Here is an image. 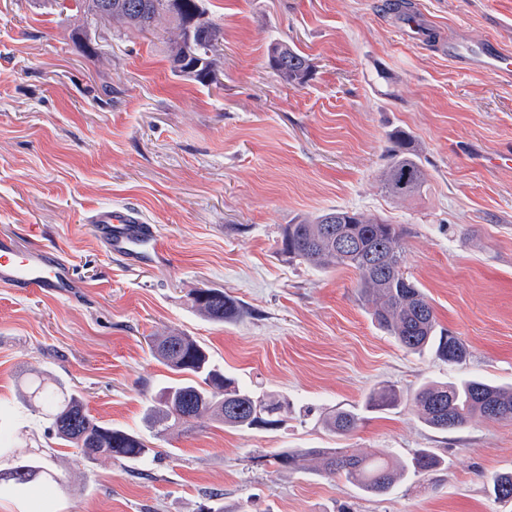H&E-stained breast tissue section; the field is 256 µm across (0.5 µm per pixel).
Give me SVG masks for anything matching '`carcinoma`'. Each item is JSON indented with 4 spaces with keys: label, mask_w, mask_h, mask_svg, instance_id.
<instances>
[{
    "label": "carcinoma",
    "mask_w": 512,
    "mask_h": 512,
    "mask_svg": "<svg viewBox=\"0 0 512 512\" xmlns=\"http://www.w3.org/2000/svg\"><path fill=\"white\" fill-rule=\"evenodd\" d=\"M103 2L79 0L78 8L95 21L106 19L139 32L162 20L174 23L176 34L169 41L172 72L200 84L208 83L224 34L208 16L203 0H181V7L175 10L171 9L170 0H112V10L106 17L101 14ZM194 19L211 32L206 39L196 38L190 43L186 29ZM268 59L272 70L287 85L305 83L312 71L310 58L286 42L270 44ZM388 142L380 175L383 190L395 198L419 193L427 173L410 136L396 130L388 134ZM281 243L282 252L291 261L322 270L342 267L357 272V290L369 305L372 319L402 348L415 353L433 349L445 362L457 366L467 363L470 353L465 344L438 329L427 296L403 270L402 225L380 216L330 209L286 225ZM193 301L215 322L230 319L239 311L237 302L219 290H199ZM152 351L169 370L187 375L185 381L164 388L148 409L150 423L161 433L175 429L188 432L194 419L205 412L227 426L250 430L276 426L292 411L288 399L269 397L225 377L211 364L207 351L190 336H162L152 341ZM31 397L41 407L55 436L80 448L89 459L100 456L114 461L143 460L153 452L143 437L93 421L82 396L74 390L50 386L41 380L32 387ZM412 401L421 421L444 432L465 427L475 416L496 423L512 422V389L483 380L451 384L428 380L420 385ZM399 402L395 388L382 386L370 392L368 407L387 410ZM321 421L330 433L348 436L359 428L362 417L338 407L322 414ZM3 457L8 459L9 467L0 469V482L23 486L41 478L58 480L28 450L1 447L0 459ZM310 457L322 460L326 475L342 477L363 492L377 496L388 494L408 475L428 472L441 464V459L427 448L416 450L403 464H396L383 454L359 455L347 448L284 449L274 455V463L296 469ZM489 483L497 501H512V472L495 473Z\"/></svg>",
    "instance_id": "1"
}]
</instances>
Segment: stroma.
<instances>
[{"label": "stroma", "instance_id": "35a3bbf8", "mask_svg": "<svg viewBox=\"0 0 512 512\" xmlns=\"http://www.w3.org/2000/svg\"><path fill=\"white\" fill-rule=\"evenodd\" d=\"M205 0L224 31L218 83L174 76L169 24L151 32L85 23L60 0H0V231L59 250L79 289L69 298L0 287V441L52 450L57 481L0 487V512H512L488 487L512 471V423L472 419L440 432L409 400L426 380L512 385V82L449 62V36L512 47V0ZM429 26L414 40L401 11ZM285 41L314 67L300 86L268 65ZM111 85L103 94L102 85ZM411 133L427 172L419 194L379 181L391 131ZM131 206L155 224L161 263L131 270L86 224ZM345 209L406 230L405 271L439 324L469 348L466 365L402 349L371 321L355 272L288 261L282 230ZM217 289L240 305L217 323L193 302ZM180 332L226 375L288 397L273 430L199 416L159 435L145 409L176 374L148 339ZM75 388L98 423L156 448L143 462L85 459L60 445L24 390L38 371ZM395 386V409H366ZM361 413L339 437L319 416ZM379 450L442 460L382 498L314 468L288 470L283 449Z\"/></svg>", "mask_w": 512, "mask_h": 512}]
</instances>
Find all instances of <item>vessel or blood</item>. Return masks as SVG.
Wrapping results in <instances>:
<instances>
[{
	"mask_svg": "<svg viewBox=\"0 0 512 512\" xmlns=\"http://www.w3.org/2000/svg\"><path fill=\"white\" fill-rule=\"evenodd\" d=\"M448 58L463 69H481L512 76V50L497 39L473 44L462 39L448 42ZM110 255L137 269L155 262L163 253L152 225L132 207L101 209L87 218ZM0 286L18 292L36 291L56 298L70 297L78 282L72 264L53 250L25 247L0 235Z\"/></svg>",
	"mask_w": 512,
	"mask_h": 512,
	"instance_id": "1",
	"label": "vessel or blood"
}]
</instances>
